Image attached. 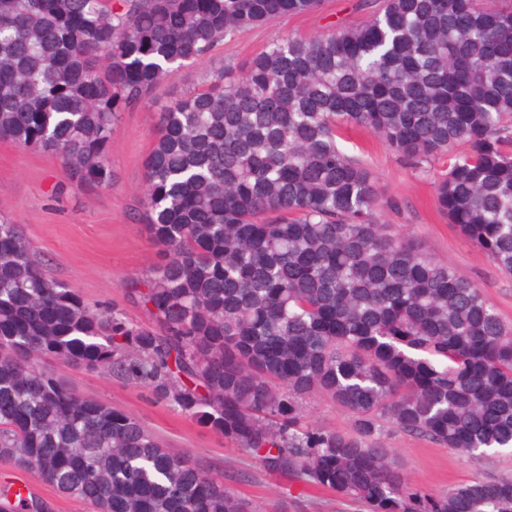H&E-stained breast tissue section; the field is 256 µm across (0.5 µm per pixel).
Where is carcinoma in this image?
I'll use <instances>...</instances> for the list:
<instances>
[{"label": "carcinoma", "instance_id": "carcinoma-1", "mask_svg": "<svg viewBox=\"0 0 512 512\" xmlns=\"http://www.w3.org/2000/svg\"><path fill=\"white\" fill-rule=\"evenodd\" d=\"M280 37L166 105L140 193L164 261L127 296L144 327L50 279L0 217V461L97 512H260L135 417L39 362L109 372L368 512H512V479L413 482L386 428L471 457L512 448V326L470 276L377 221L394 207L337 128L373 131L512 277V0H375ZM321 0H0V140L112 183V126L168 69ZM318 395L346 432L306 420ZM35 498L0 512H44Z\"/></svg>", "mask_w": 512, "mask_h": 512}]
</instances>
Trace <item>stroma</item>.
I'll use <instances>...</instances> for the list:
<instances>
[{
  "instance_id": "stroma-1",
  "label": "stroma",
  "mask_w": 512,
  "mask_h": 512,
  "mask_svg": "<svg viewBox=\"0 0 512 512\" xmlns=\"http://www.w3.org/2000/svg\"><path fill=\"white\" fill-rule=\"evenodd\" d=\"M369 13L364 0H324L317 13L287 14L267 25L244 28L205 59L172 67L152 102L124 112L114 125L109 155L112 185L107 190L90 192L70 184L54 154L0 141V214L22 224L48 277L77 289L89 306H109L133 323L149 324L142 306L127 297L125 283L149 275L161 259L139 216L136 190L143 183L160 131L163 106L201 88L213 71L240 64L279 36L319 35L339 24L365 21ZM337 142L348 156L367 164L396 201V209L379 212V223L390 225L397 234L420 238L436 260L465 271L484 290L501 319L512 324V277L502 275L439 213L432 176L400 163L366 128L342 127ZM44 366L77 393L134 416L165 445L190 453L212 474L223 477L238 496L259 503L262 512H367L362 503L329 489L264 469L224 437L157 403L143 385L51 359ZM385 442L417 486L431 492L473 479L512 478L508 448L472 459L392 429ZM8 487L39 498L46 512H94L83 500L64 496L33 473L0 461V489Z\"/></svg>"
}]
</instances>
